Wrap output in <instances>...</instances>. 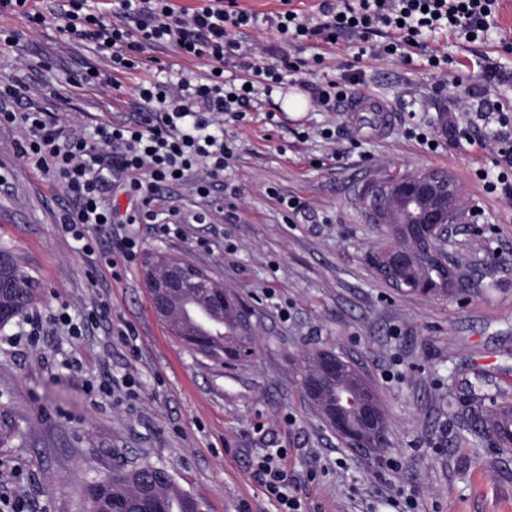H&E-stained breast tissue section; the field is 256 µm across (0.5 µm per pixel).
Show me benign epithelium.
<instances>
[{"mask_svg":"<svg viewBox=\"0 0 512 512\" xmlns=\"http://www.w3.org/2000/svg\"><path fill=\"white\" fill-rule=\"evenodd\" d=\"M461 202L456 181L444 171H424L401 181L368 186L362 204L376 224H424L428 244L449 240L454 217ZM196 286L213 288L215 282L201 269L178 259L151 264L144 269L143 287L153 298V309L161 318L169 317L170 302L179 289ZM316 372L306 377L302 388L314 400L322 384L334 377L351 375L352 363L329 350L316 357ZM332 431L351 452L367 457L377 449L370 444L383 440L385 415L375 399L366 394L336 392V403L322 410Z\"/></svg>","mask_w":512,"mask_h":512,"instance_id":"benign-epithelium-1","label":"benign epithelium"}]
</instances>
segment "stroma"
Listing matches in <instances>:
<instances>
[{"label": "stroma", "instance_id": "obj_1", "mask_svg": "<svg viewBox=\"0 0 512 512\" xmlns=\"http://www.w3.org/2000/svg\"><path fill=\"white\" fill-rule=\"evenodd\" d=\"M501 36L431 50L454 59L438 86L421 58L355 60L342 51L330 75L363 71L359 93L388 103L396 118L378 135L370 113L289 112L287 86L263 111L226 123L235 155L211 200L190 185L163 189L161 210L187 217L179 232L157 224H114L93 232L95 254L75 248L58 216L62 188L15 153L19 128L0 127V249L37 282L31 308L0 328V512H86L95 481L147 461L167 468L206 512H277L254 476L266 449L282 448L308 512H391L398 492L413 512H512V448L476 439L472 393L512 398V200L489 195L475 175L491 165L479 146L495 118L465 110L484 63L505 77L512 99V0H500ZM57 15L34 27L0 17L15 35L0 43V79L23 84L29 100L60 123L93 130L133 119L135 89L164 72L125 75L120 89L74 87L70 75L106 69L91 44L62 43ZM467 130V139L448 131ZM334 132L333 140L322 129ZM426 131L440 146L429 150ZM432 169L462 188L448 258L471 290L444 296L399 292L376 276L370 257L384 238L360 200L364 186ZM305 203L286 223L281 198ZM205 223L191 222L193 214ZM135 237L134 262L106 265L99 253ZM164 251L205 270L253 312L258 353L227 367L188 348L153 313L142 270ZM98 319L73 334L61 313ZM132 327L125 338L119 331ZM329 349L353 362L377 389L389 446L366 459L343 447L305 399L296 375L305 351Z\"/></svg>", "mask_w": 512, "mask_h": 512}]
</instances>
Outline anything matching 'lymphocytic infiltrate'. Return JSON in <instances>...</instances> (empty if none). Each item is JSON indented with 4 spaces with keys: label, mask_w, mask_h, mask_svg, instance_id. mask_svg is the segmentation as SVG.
<instances>
[{
    "label": "lymphocytic infiltrate",
    "mask_w": 512,
    "mask_h": 512,
    "mask_svg": "<svg viewBox=\"0 0 512 512\" xmlns=\"http://www.w3.org/2000/svg\"><path fill=\"white\" fill-rule=\"evenodd\" d=\"M60 31L66 39L92 44L108 70L82 72L76 86L119 88L123 74L146 66L149 51L173 48L185 58L209 61L201 79L186 77L157 81L136 89L139 112L131 122H104L93 134L60 124L54 113L24 105L21 87L0 82V126H20L25 138L16 146L18 157L60 185L70 198L59 217L82 253H94L85 228L114 223L118 211L105 196L104 168L119 175V188L133 202L129 224H179L178 211L160 217L155 209L160 188L192 181L195 194L209 199L215 182L234 156V142L224 136L225 120L241 122L255 108L258 90L273 93L284 80L306 85L324 62L321 54H292L295 46L315 48L330 42L352 52L354 58L397 56L409 59L422 51L427 66L447 78L448 57L427 50L426 41L439 33L465 42L487 39L497 26L499 0H321L320 20L313 21L281 0L279 11L261 17L241 8L238 0H203L190 10H175L171 0H112L111 8L96 0H66ZM265 25L276 41L261 45L244 38L247 28ZM235 63L240 82L225 80L222 69ZM362 72L327 78L312 87L318 110L335 111L346 101ZM502 80L497 68L483 70V81L469 90V107H494L490 99ZM502 133L493 150L504 167L496 178L478 172L486 193L512 197V118L500 121ZM254 474L279 512H305L290 489L282 450H267L254 464Z\"/></svg>",
    "instance_id": "obj_1"
}]
</instances>
